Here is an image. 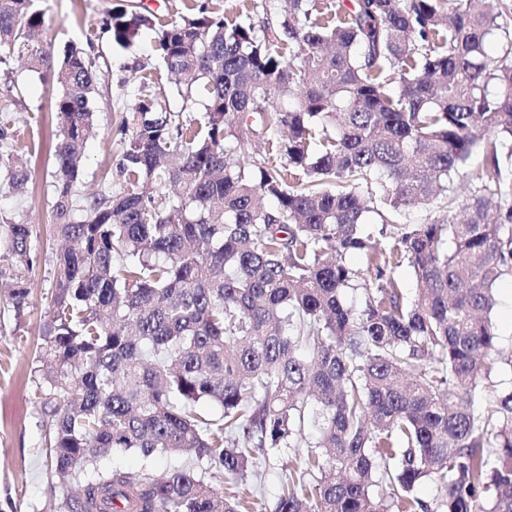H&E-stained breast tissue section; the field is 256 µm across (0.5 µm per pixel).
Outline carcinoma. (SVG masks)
<instances>
[{
  "mask_svg": "<svg viewBox=\"0 0 512 512\" xmlns=\"http://www.w3.org/2000/svg\"><path fill=\"white\" fill-rule=\"evenodd\" d=\"M507 18L512 0H252L243 22L201 4L159 25L122 7L112 44L159 26L169 85L204 101L184 120L161 88L140 99L123 118L124 187L79 204L96 58L71 46L52 61L38 0H0V63L16 55L62 89L65 246L34 374L53 476L79 492L52 512H254L248 471L302 443L310 480L288 477L273 512H512V393L491 380L495 290L512 277ZM256 139L265 156L240 162ZM20 152L0 146L14 193ZM475 160L466 196L448 197ZM166 183L176 198L143 191ZM439 199L444 217L397 222ZM370 212L396 225L383 247L360 232ZM33 235L0 224L17 308ZM405 261L412 300L395 277ZM118 448L138 472L109 464ZM163 455L187 463L158 472ZM426 479L434 508L414 494Z\"/></svg>",
  "mask_w": 512,
  "mask_h": 512,
  "instance_id": "carcinoma-1",
  "label": "carcinoma"
}]
</instances>
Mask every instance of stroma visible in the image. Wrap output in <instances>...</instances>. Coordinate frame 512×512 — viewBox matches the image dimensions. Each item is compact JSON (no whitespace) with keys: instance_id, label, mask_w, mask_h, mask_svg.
Wrapping results in <instances>:
<instances>
[{"instance_id":"stroma-1","label":"stroma","mask_w":512,"mask_h":512,"mask_svg":"<svg viewBox=\"0 0 512 512\" xmlns=\"http://www.w3.org/2000/svg\"><path fill=\"white\" fill-rule=\"evenodd\" d=\"M130 0H39L43 36L55 55L77 45L99 58L93 100V134L83 162L81 193L104 187L120 189L123 135L120 126L139 98L166 86L154 50L155 32L143 29L127 48L118 49L106 18ZM60 86L46 72L28 70L12 57L0 64V107L8 106V138L26 146L28 183L24 193L0 192V221L34 226L37 262L24 278L30 294L22 308H13L0 288V512H48L54 492L51 467L41 446L39 391L31 376L41 344V327L54 294L55 238L53 196L49 187L55 168V135L60 120L55 101ZM493 320L502 353L492 372L499 394L512 392V280L499 283ZM305 449L288 448L259 462L248 479L257 490V512H271L283 480L299 475Z\"/></svg>"}]
</instances>
